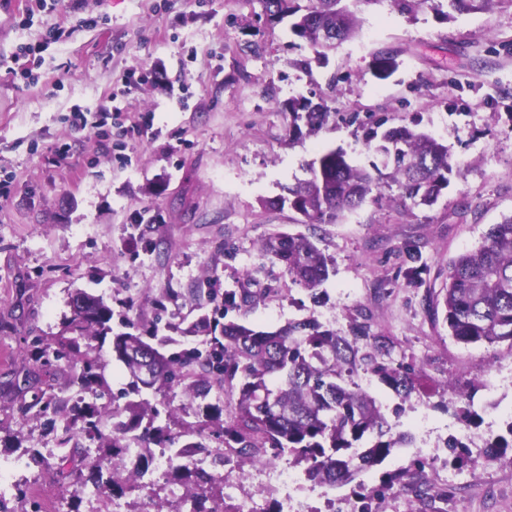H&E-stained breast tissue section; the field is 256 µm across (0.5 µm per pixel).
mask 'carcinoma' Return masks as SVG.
<instances>
[{
    "label": "carcinoma",
    "instance_id": "carcinoma-1",
    "mask_svg": "<svg viewBox=\"0 0 512 512\" xmlns=\"http://www.w3.org/2000/svg\"><path fill=\"white\" fill-rule=\"evenodd\" d=\"M456 12H480L495 0H435L432 8L442 11V2ZM270 23L293 18L292 32L304 39L317 59L326 57L323 35L341 42L358 28L355 14L345 0H259ZM398 68L397 53L378 52L372 61L375 77L385 80ZM291 123L305 122L316 132L328 112L307 99L288 100ZM377 152L393 165V177L403 198L415 206H431L448 187L452 171L448 146L410 126L392 127L381 136ZM310 177L286 188V194L263 200L271 207L287 206L315 227L335 222L345 212L362 206L378 188L372 173L350 164L346 153L332 150L309 164ZM315 235L279 233L266 239L262 251L280 263L291 280L314 292L330 275L333 261L314 241ZM85 310H71L58 335L35 336L30 347L37 369L26 373L32 401L22 409H37L46 428L56 434L62 447L70 446L71 458L84 464L73 470L74 484L92 487L89 495L112 500L124 495L122 485L103 481L111 461L126 456L128 442L169 448L170 471L163 480L148 483L156 512H238L225 503L224 476L215 477L191 463L196 448L207 447L212 434L205 426L172 433L177 410L167 395L177 388L206 404L209 418L224 420L218 431L215 466L229 461L227 448L238 461H274L286 454L305 478L334 489L354 485L352 512H372L378 490L366 487L361 476L381 464L395 448H407L413 438L394 431L376 399L355 381L369 373L394 391L403 402L414 390L412 368L395 365L388 346L364 332L351 339L314 318L290 321L271 331L236 323H220L204 313L182 331L183 337L204 336L205 347L184 348L170 355L161 349L172 342L159 335L160 326L138 334L115 333L112 308L86 292L80 293ZM448 335L463 345L492 347L508 343L512 351V215L493 225L476 249L460 255L448 272L444 294ZM112 339V355L129 372L124 389L128 398L122 407L99 404L110 391L100 352ZM82 355L80 368H72L70 383L83 396L69 410L57 406L53 385L42 379L56 363ZM230 393L224 401V393ZM92 400H86V396ZM112 419V436L101 423ZM99 441L95 455L75 441L78 436ZM89 472L84 477L83 471ZM179 482L183 492L171 493ZM190 509L183 510L184 506Z\"/></svg>",
    "mask_w": 512,
    "mask_h": 512
}]
</instances>
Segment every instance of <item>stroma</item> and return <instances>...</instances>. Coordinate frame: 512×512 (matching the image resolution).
Listing matches in <instances>:
<instances>
[{"mask_svg": "<svg viewBox=\"0 0 512 512\" xmlns=\"http://www.w3.org/2000/svg\"><path fill=\"white\" fill-rule=\"evenodd\" d=\"M359 27L325 60L295 36L290 20L262 19L258 0H0V383L23 385L26 338L54 336L76 292L111 306L114 332L162 316L173 338L225 293L250 291L254 304L225 306L224 318L271 330L317 318L351 337H379L396 364L416 370L406 403L377 378L364 387L415 437L364 474L381 489L373 512H512V463L471 448L455 462L446 443L472 432L504 433L512 388L484 380L512 367L507 344L457 343L441 306L448 266L477 248L491 225L512 215V0L444 19L431 6L408 14L389 0H348ZM63 27L71 36L50 39ZM36 53L29 73H10L19 47ZM398 52L389 79L374 77L375 53ZM137 79L123 83L128 71ZM112 97L118 112L103 137L75 124L99 118ZM324 100L329 119L316 133L289 132V98ZM147 116L144 137L122 134ZM415 125L449 148L456 165L430 207L402 200L397 184L333 224L310 230L299 214L266 199L306 179L320 154L343 150L353 165L383 163L371 131ZM147 223H140V216ZM278 232L315 233L334 271L318 294L292 282L262 242ZM455 384L456 393L443 390ZM471 406L480 420L457 416ZM14 390L0 392V458L39 444L46 466L26 475L39 494L24 512L56 502L69 512L74 487L52 474L68 451ZM251 464L224 469L229 504L265 508L283 501L280 477ZM408 471L427 483L430 506L409 488L383 489ZM350 487L305 483L299 512H351Z\"/></svg>", "mask_w": 512, "mask_h": 512, "instance_id": "35a3bbf8", "label": "stroma"}]
</instances>
